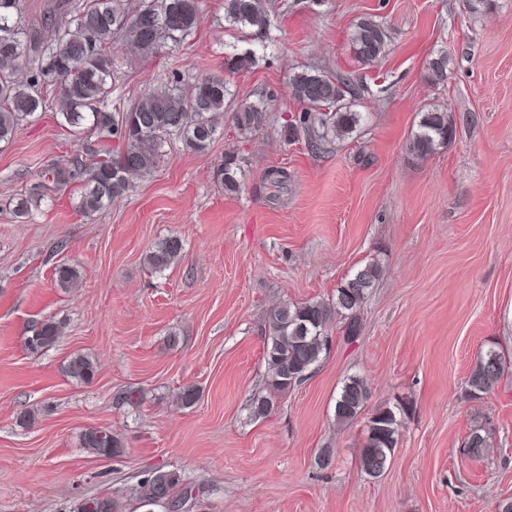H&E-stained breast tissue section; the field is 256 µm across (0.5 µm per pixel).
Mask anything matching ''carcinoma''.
Masks as SVG:
<instances>
[{"mask_svg": "<svg viewBox=\"0 0 512 512\" xmlns=\"http://www.w3.org/2000/svg\"><path fill=\"white\" fill-rule=\"evenodd\" d=\"M61 10L73 14L72 23L48 27L40 57L31 54V37L22 24L21 0H0V144L12 142L19 128L38 112H46V79H52L56 93L55 115L60 125L90 130L107 140L116 136L122 149L112 155L104 148L91 158L75 157L69 165L49 170L59 183L77 182L80 192L75 208L90 217L124 196L133 188L131 177L151 174L164 156L163 148L177 139L183 150L205 154L214 141L217 125L228 107L227 81L206 76L181 86L156 84L139 98L125 101L114 95L112 41L119 36L141 56L154 57L168 46L175 47L192 36L200 22L199 0H138L130 8L124 0H59ZM224 22L232 30H255L267 36L274 28L269 0H224ZM390 35L384 22L374 17L358 20L352 27L349 43L355 59L362 65L379 60L388 47ZM255 62L254 51L228 54L224 71L247 72ZM448 56L439 52L427 62L428 79L440 84L446 79ZM293 99L303 111L289 117L284 130L288 139L304 136L310 143L325 146L357 129L362 114L353 109L356 83L350 75L303 69L288 79ZM267 110L261 105L241 104L232 121L243 132L263 126ZM455 136L448 112L432 108L420 113L415 132L406 142V152L424 158ZM214 178L224 191H239L238 167L227 154L214 170ZM183 254L179 237L169 236L146 252L143 264L153 273H162L178 263ZM381 276L378 262L358 266L328 300L300 303L282 302L266 314L264 359L266 386L275 393H286L303 381L322 362L329 349L328 327L336 318L345 324V334L359 333V316L372 288ZM57 287L70 291L79 287L77 267L61 263L54 267ZM62 325L53 318L32 328L25 345L32 354L52 347ZM505 354L489 348L473 367L466 380V391L479 398L493 389L505 371ZM67 376L79 383L90 382L94 362L77 353L65 366ZM370 390L366 381L350 376L336 397V425L353 424L365 411ZM400 421L390 407L377 410L369 420L368 435L360 452V467L377 477L390 465L398 442ZM490 431L484 425L473 428L465 442L467 455L479 458L489 446ZM87 452L111 456L123 447L121 438L110 430L90 429L80 437ZM184 484L175 470L154 469L138 484L137 497L146 512L156 507H173L175 490ZM110 497L79 498L72 512H115Z\"/></svg>", "mask_w": 512, "mask_h": 512, "instance_id": "obj_1", "label": "carcinoma"}]
</instances>
